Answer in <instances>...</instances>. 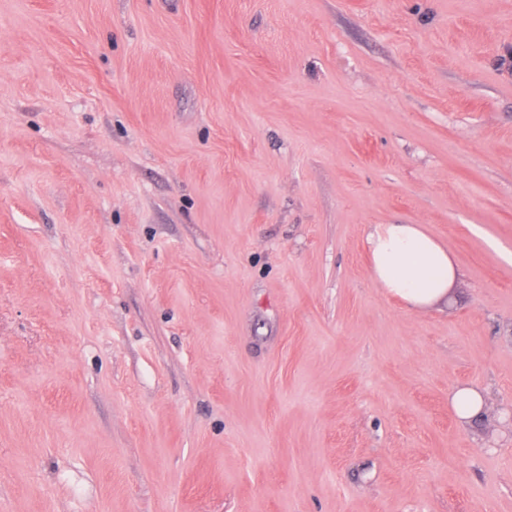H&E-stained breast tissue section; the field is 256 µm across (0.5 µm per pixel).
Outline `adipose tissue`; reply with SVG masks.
<instances>
[{
    "label": "adipose tissue",
    "mask_w": 512,
    "mask_h": 512,
    "mask_svg": "<svg viewBox=\"0 0 512 512\" xmlns=\"http://www.w3.org/2000/svg\"><path fill=\"white\" fill-rule=\"evenodd\" d=\"M375 282L409 308L447 301L456 270L448 252L417 224H380L366 237Z\"/></svg>",
    "instance_id": "1"
}]
</instances>
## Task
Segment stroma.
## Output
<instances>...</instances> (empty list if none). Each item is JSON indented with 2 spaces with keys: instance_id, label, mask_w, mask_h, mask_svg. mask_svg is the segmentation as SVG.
<instances>
[{
  "instance_id": "stroma-1",
  "label": "stroma",
  "mask_w": 512,
  "mask_h": 512,
  "mask_svg": "<svg viewBox=\"0 0 512 512\" xmlns=\"http://www.w3.org/2000/svg\"><path fill=\"white\" fill-rule=\"evenodd\" d=\"M0 512H512V0H0ZM375 282L410 309L448 302L456 270L448 252L418 224H379L366 237ZM450 404L464 425H471L474 419L479 417L484 408L482 394L470 387L454 388L449 393Z\"/></svg>"
}]
</instances>
